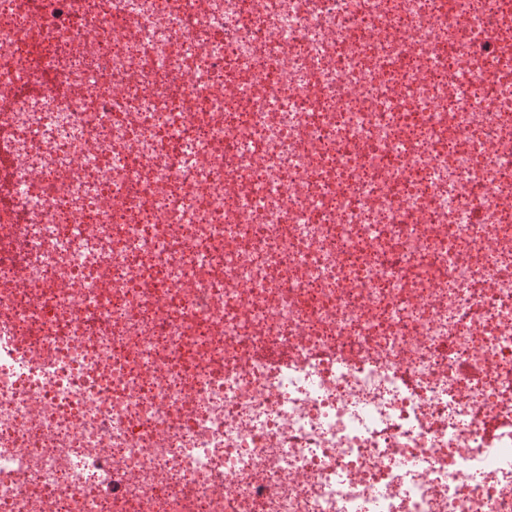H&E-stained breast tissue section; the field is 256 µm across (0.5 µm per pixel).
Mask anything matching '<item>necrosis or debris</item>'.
<instances>
[{
	"label": "necrosis or debris",
	"mask_w": 512,
	"mask_h": 512,
	"mask_svg": "<svg viewBox=\"0 0 512 512\" xmlns=\"http://www.w3.org/2000/svg\"><path fill=\"white\" fill-rule=\"evenodd\" d=\"M508 50L512 0H0V81L56 78L0 512H512Z\"/></svg>",
	"instance_id": "1"
}]
</instances>
